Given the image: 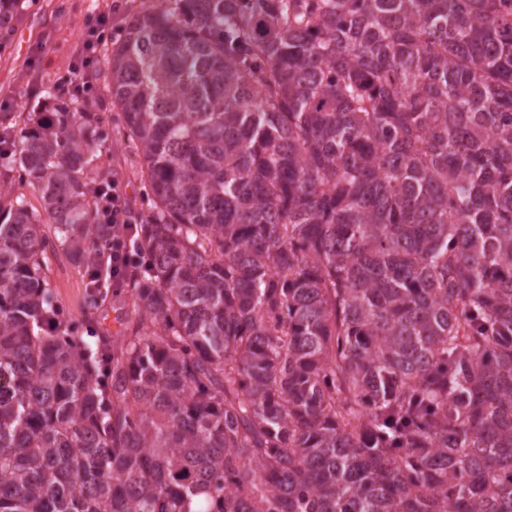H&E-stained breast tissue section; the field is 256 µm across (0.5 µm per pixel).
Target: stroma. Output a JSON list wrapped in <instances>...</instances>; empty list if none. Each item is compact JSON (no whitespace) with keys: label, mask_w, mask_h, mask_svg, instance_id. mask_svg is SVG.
<instances>
[{"label":"stroma","mask_w":512,"mask_h":512,"mask_svg":"<svg viewBox=\"0 0 512 512\" xmlns=\"http://www.w3.org/2000/svg\"><path fill=\"white\" fill-rule=\"evenodd\" d=\"M112 0H17L10 14V32L0 40V112L12 113L17 127L34 113L45 111L43 89L70 76L73 49L81 35L95 27L99 11ZM99 164L125 184L138 212L151 203L141 178V158L128 152L120 137L103 148ZM44 272L57 304L79 327L80 333L119 335L127 295L108 297L85 324L86 277L80 263L63 249L47 253Z\"/></svg>","instance_id":"35a3bbf8"}]
</instances>
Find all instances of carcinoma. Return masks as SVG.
<instances>
[{
  "label": "carcinoma",
  "mask_w": 512,
  "mask_h": 512,
  "mask_svg": "<svg viewBox=\"0 0 512 512\" xmlns=\"http://www.w3.org/2000/svg\"><path fill=\"white\" fill-rule=\"evenodd\" d=\"M95 76L132 310L43 275L112 239L94 103L0 115V512H512V0H158ZM106 126L112 131V141L107 142L102 149L98 164L112 170V174L118 176L125 184L127 191L133 196L134 208L140 213L147 214L151 208V202L146 196L141 178V166L143 160L126 149L124 141L114 133V124ZM96 219L98 224H111L112 247L103 245L97 253L101 264L96 268L99 276L112 278V285L126 279L131 264L123 249V242L128 238L135 223L130 219L132 205L124 186L113 178L112 184L96 183L92 189ZM1 188V197L5 205L8 204L11 199L23 194L28 203L29 210H33V212L37 214H42L40 195L36 190H33L32 187L26 185L24 182L20 183L9 178L1 180L0 178V191ZM44 272L51 284V289L57 304L66 315L78 326L80 333L87 336V331L94 334L121 336V318L128 307L129 299L126 293L109 296L96 311L93 323L86 326L85 299L86 277L82 264L60 247L55 251L48 250Z\"/></svg>",
  "instance_id": "1"
}]
</instances>
